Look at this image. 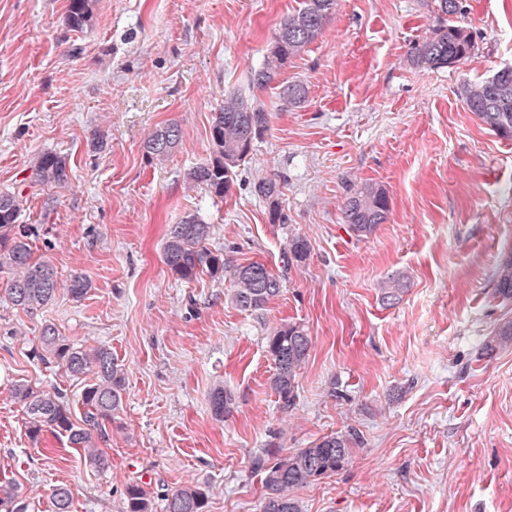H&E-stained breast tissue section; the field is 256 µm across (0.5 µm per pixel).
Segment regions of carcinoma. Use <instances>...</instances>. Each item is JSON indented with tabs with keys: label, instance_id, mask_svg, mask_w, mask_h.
I'll return each mask as SVG.
<instances>
[{
	"label": "carcinoma",
	"instance_id": "carcinoma-1",
	"mask_svg": "<svg viewBox=\"0 0 512 512\" xmlns=\"http://www.w3.org/2000/svg\"><path fill=\"white\" fill-rule=\"evenodd\" d=\"M91 0H69L66 24L77 30L91 20ZM439 26L410 52V63L418 68L454 67L471 53V34L448 23V18L462 11L461 0H433ZM336 10V0H301L300 6L280 23L260 67L251 72L249 86L262 91L281 75L288 62L307 50L323 34ZM282 100L289 106L301 104L306 97L305 87L292 83L282 87ZM459 96L467 110L496 134L512 138V67L497 70L480 82H464ZM266 110L242 93L224 95V102L213 119L210 139L211 157L186 174L189 184L207 189L219 199L228 195L236 177V168L248 156L254 141L267 129ZM182 132L173 122L157 127L143 141L144 156L162 162L178 148ZM39 182L64 187L70 182V169L65 158L45 152L33 163ZM254 195L270 206L273 224L287 223L279 203L277 180L261 179L253 186ZM23 207V197L0 192V272L9 275L6 287L0 290V300L25 312L32 313L50 304L61 284L57 272L46 261L33 257L31 238L36 236L33 225L17 223ZM389 197L385 188L366 183L348 196L344 219L349 231L358 238L371 236L388 219ZM212 225L196 215L185 217L172 225L163 247V262L179 280H192L201 273L222 278L229 273L232 305L251 312L261 311L281 293V281L265 265L253 262L230 266L224 255L206 247ZM290 262L304 264L309 255L306 237L294 234L288 239ZM91 288L84 275H75L66 284L69 296L79 301ZM496 293L512 300V250L504 254L496 271ZM41 361L54 363L74 380L82 381L80 397L73 402L59 388L45 389L27 382L13 385L11 396L26 413V431L38 443L46 435L64 438L69 447L81 452L84 463L95 470L110 465L100 444L109 439V426L123 406L126 390L124 368L104 345L77 346L59 335L52 323L41 330ZM512 342V319L490 332L486 352ZM312 337L304 325L283 324L267 338V352L275 365L270 387L289 408L297 396V376L309 355ZM208 402L216 420L234 409V398L222 386L208 393ZM352 434H335L322 438L308 448L281 449L274 460L266 464L255 462L264 473L265 500L263 512H302L300 502L293 496L297 488L313 484L340 471L348 461ZM53 512H71L72 493L65 486L51 490ZM126 512H152V505L143 488L129 483L125 488ZM208 497L199 485L177 488L166 496L165 512H206ZM0 512H27V504L17 485L0 484Z\"/></svg>",
	"mask_w": 512,
	"mask_h": 512
}]
</instances>
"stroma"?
Listing matches in <instances>:
<instances>
[{
	"instance_id": "stroma-1",
	"label": "stroma",
	"mask_w": 512,
	"mask_h": 512,
	"mask_svg": "<svg viewBox=\"0 0 512 512\" xmlns=\"http://www.w3.org/2000/svg\"><path fill=\"white\" fill-rule=\"evenodd\" d=\"M67 5L0 0V191L23 196L18 221L36 227L37 257L61 280L91 281L79 302L62 290L31 313L0 304V481L21 487L33 512H52L58 485L72 512H124L130 482L153 512L190 483L206 486L207 512H262L255 457L353 432L343 469L295 490L305 512H512V345L484 350L512 319L495 292L512 247V139L458 93L512 66V0H462L452 22L473 49L440 69L408 62L438 24L425 0H337L322 37L259 93L268 128L223 199L184 176L209 158L225 94L245 91L298 0H93L78 31ZM293 81L307 95L291 107L280 91ZM168 122L182 142L148 162L142 142ZM44 152L66 157L68 186L35 180ZM263 177L278 180L287 223H271L254 196ZM365 182L387 190L390 214L360 240L343 204ZM190 214L212 224L209 249L281 277L265 311L232 306L229 279L171 276L163 240ZM294 234L310 246L301 267L288 262ZM394 276L406 289L382 301ZM48 322L109 346L125 369L107 471L66 441L33 443L11 397L21 380L82 389L36 358ZM288 322L312 345L286 410L267 338ZM218 384L235 397L221 421L207 400Z\"/></svg>"
}]
</instances>
